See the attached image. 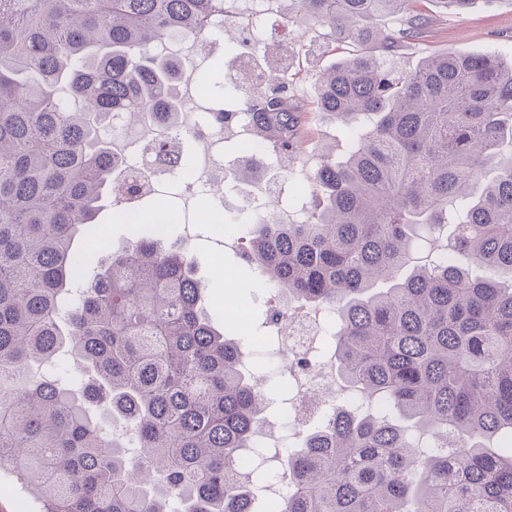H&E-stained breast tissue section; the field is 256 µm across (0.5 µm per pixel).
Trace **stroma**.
<instances>
[{"label": "stroma", "instance_id": "stroma-1", "mask_svg": "<svg viewBox=\"0 0 512 512\" xmlns=\"http://www.w3.org/2000/svg\"><path fill=\"white\" fill-rule=\"evenodd\" d=\"M277 6L266 23L265 42L269 46H293L298 32L306 35H324L325 29L319 22L297 17L288 19V0H276ZM435 24L425 41L403 47L390 63L396 69L408 70L417 66L424 56L431 52L453 54H492L503 60L512 59V0H478L463 14L445 10L437 0H430L425 6ZM248 18L238 11L236 5H229L224 15V34L216 38V50L206 62H198L192 47L183 49L180 60L182 72L177 86L183 102L182 120L185 129H193L197 113L211 107L209 97L199 92L198 82L202 74L221 76L236 74L243 58L232 42L240 29L246 28ZM337 50L308 58L295 54L290 65L288 94L293 99L308 103L310 110L306 119L305 142L288 166H280L274 157L254 152L257 172L263 178L258 182L245 181L241 171L244 155L243 145L248 136L241 127L224 128V174L220 181L223 196L184 193L174 182L161 185L157 196L141 199L138 203L144 212H151L160 203L174 201L177 208L189 212L220 211L224 222L218 229L207 226L172 225L171 239L182 241L192 261L196 277L207 287L210 299L206 304L208 314L216 323L224 321V303L232 301L241 307L248 321V330L239 339L245 352V364L249 371L265 372L268 379L266 389L272 399L266 411L268 422L277 424V434L287 447L298 446L304 436L317 429L321 417H314L298 425L282 423L281 415L286 395L281 390L287 383L289 360L282 354V343L277 333L265 326L268 308L281 303L277 291L262 281L257 272L244 268L239 258L240 238L243 226L239 219L242 214L267 215L275 220L286 221L292 211L290 200L300 194H308L311 178L322 162L321 147L330 144L336 157H344L348 149V138L336 126L331 117L314 108L315 81L313 69H325L347 52L361 49V41L346 37L336 43ZM118 209L112 203H105L97 217L96 233L93 238L77 239L75 247L84 255H91L97 248L108 245L113 250L125 248L139 233L149 232L150 222L123 224L117 218ZM223 266L226 275L216 278L215 266Z\"/></svg>", "mask_w": 512, "mask_h": 512}]
</instances>
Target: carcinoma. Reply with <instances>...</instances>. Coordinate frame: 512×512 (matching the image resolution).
Wrapping results in <instances>:
<instances>
[{"label": "carcinoma", "mask_w": 512, "mask_h": 512, "mask_svg": "<svg viewBox=\"0 0 512 512\" xmlns=\"http://www.w3.org/2000/svg\"><path fill=\"white\" fill-rule=\"evenodd\" d=\"M291 2L374 51L317 75L316 106L352 147L324 157L314 210L244 233L246 267L333 313L331 359L356 396L281 459L280 512H512V64L433 53L399 74L387 59L430 25L420 0ZM226 3L0 0V474L39 512H256L237 463L268 398L181 245L104 247L91 274L74 248L107 198L126 200L105 130L117 116L180 135L181 62L158 46L207 36ZM393 14L404 27L365 30ZM255 44L254 78H231L242 95L211 119L291 157L305 108ZM172 143L150 150L184 164ZM423 233L448 255L414 263ZM63 352L78 393L52 372Z\"/></svg>", "instance_id": "1"}]
</instances>
